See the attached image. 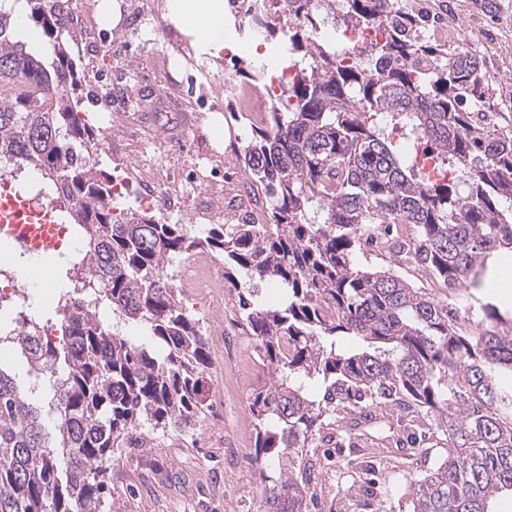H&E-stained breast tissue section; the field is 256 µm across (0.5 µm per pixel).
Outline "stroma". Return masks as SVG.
Here are the masks:
<instances>
[{
  "label": "stroma",
  "mask_w": 512,
  "mask_h": 512,
  "mask_svg": "<svg viewBox=\"0 0 512 512\" xmlns=\"http://www.w3.org/2000/svg\"><path fill=\"white\" fill-rule=\"evenodd\" d=\"M496 19L500 40L481 47L479 53L494 75L495 108L506 115L512 113V0H498ZM99 30L102 47L98 55L81 57L77 63L83 83L81 115L95 128L100 125L97 82L110 76L112 42L121 35L119 27L104 22ZM224 35L239 45V53L215 57L201 47L196 53L205 56L209 71L222 75L225 83L246 82L254 65L255 43L237 34L230 16L224 21ZM186 42V36L168 23L150 42L132 46L127 62L139 71L140 78L126 84L124 93L132 103V121L143 126L146 135L133 149L159 155L168 140L184 133L179 123L169 121V114L189 112L194 116L195 137L219 142V169L225 181L245 179L238 154L252 137L251 126L235 111L229 94L199 100L167 92L169 77L202 78L189 62L178 59ZM490 279L491 287L470 288L455 299L438 284L430 282L426 288L440 299H452L460 312L471 313L474 330L482 328L483 316L474 309L481 302L495 304L505 326L512 327V251H500ZM249 288L266 304L280 298L278 288L263 282L252 284L243 277L236 288H224L218 297L183 288V303L198 320L210 346L209 408L192 427L154 431L148 447L117 449L107 468L110 493L104 512H260L263 487L254 467L247 461L229 462L226 451L241 448L252 453L256 430L251 404L255 393L269 385L271 374L257 339H250L231 362L224 354L223 337L214 333L221 324L242 329L238 294ZM401 416L394 408L377 413L371 423L374 440L364 447L363 462L357 468L343 465L348 448L309 449V457L317 462L316 512H409L413 479L445 456L448 440L442 431H433L427 459H415L409 447L399 444L408 434Z\"/></svg>",
  "instance_id": "35a3bbf8"
}]
</instances>
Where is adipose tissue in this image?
I'll return each instance as SVG.
<instances>
[{"mask_svg":"<svg viewBox=\"0 0 512 512\" xmlns=\"http://www.w3.org/2000/svg\"><path fill=\"white\" fill-rule=\"evenodd\" d=\"M224 0H167V18L213 54L236 46L224 37Z\"/></svg>","mask_w":512,"mask_h":512,"instance_id":"adipose-tissue-1","label":"adipose tissue"}]
</instances>
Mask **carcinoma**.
Here are the masks:
<instances>
[{"instance_id": "carcinoma-1", "label": "carcinoma", "mask_w": 512, "mask_h": 512, "mask_svg": "<svg viewBox=\"0 0 512 512\" xmlns=\"http://www.w3.org/2000/svg\"><path fill=\"white\" fill-rule=\"evenodd\" d=\"M246 2L238 31L282 38L296 69L243 149L246 192L264 200L269 223L198 233L117 211L92 159L98 136L78 110L70 0H26L41 51L0 6V163L38 172L83 239L54 310L62 339L42 336L50 318L34 315L13 340L0 334L29 371L48 374L24 388L0 361V512H102L114 449L148 447L146 424L191 427L205 413L207 340L167 270L197 250L222 261L225 280L245 270L284 294L276 306L238 295L272 376L252 402L263 512H309L307 447L331 445L342 425L356 449L352 422L393 406L413 421L436 417L448 437L447 457L414 481L413 512H489L512 494V386L498 379L512 372V330L465 335L457 309L356 261L381 238L397 263L414 261L453 294L482 287L488 261L512 249V212L500 208L512 199V129L478 118L491 105L486 61L436 43L438 15L402 0ZM329 19L361 43L339 54L320 41ZM418 150L453 177L425 179ZM126 326L150 343L128 339ZM344 336L366 349L342 350ZM313 383L324 385L319 399Z\"/></svg>"}]
</instances>
